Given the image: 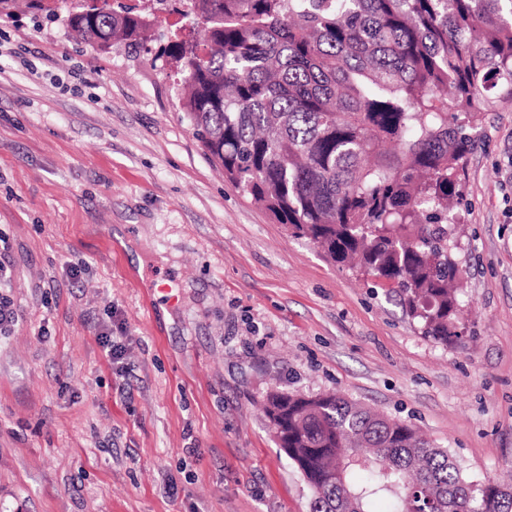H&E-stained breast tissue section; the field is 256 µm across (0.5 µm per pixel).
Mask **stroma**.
I'll list each match as a JSON object with an SVG mask.
<instances>
[{
    "label": "stroma",
    "instance_id": "obj_1",
    "mask_svg": "<svg viewBox=\"0 0 512 512\" xmlns=\"http://www.w3.org/2000/svg\"><path fill=\"white\" fill-rule=\"evenodd\" d=\"M473 132L464 333L443 346L225 181L150 54L0 15V294L19 317L0 338V512H309L260 409L273 389L339 394L471 479H512V104ZM113 318L115 364L94 330Z\"/></svg>",
    "mask_w": 512,
    "mask_h": 512
}]
</instances>
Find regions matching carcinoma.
Wrapping results in <instances>:
<instances>
[{
	"label": "carcinoma",
	"instance_id": "carcinoma-1",
	"mask_svg": "<svg viewBox=\"0 0 512 512\" xmlns=\"http://www.w3.org/2000/svg\"><path fill=\"white\" fill-rule=\"evenodd\" d=\"M73 0L72 34L155 59L224 179L290 234L396 294L422 334L460 339L448 246L473 141L460 117L512 102V0ZM263 409L311 490L309 512H512L411 425L336 394L271 391Z\"/></svg>",
	"mask_w": 512,
	"mask_h": 512
}]
</instances>
